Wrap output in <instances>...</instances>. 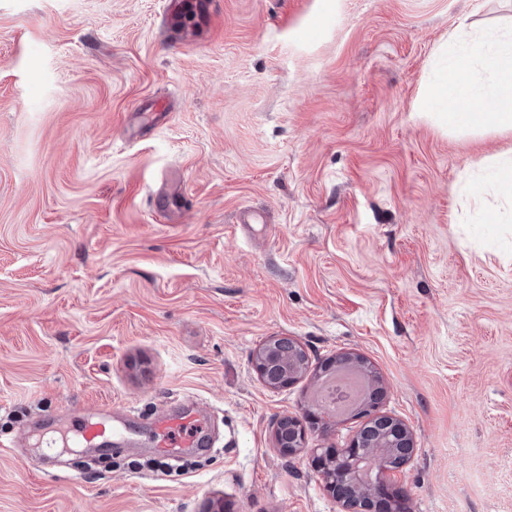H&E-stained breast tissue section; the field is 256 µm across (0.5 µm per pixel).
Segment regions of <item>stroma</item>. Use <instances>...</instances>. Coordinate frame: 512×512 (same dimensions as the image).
<instances>
[{
    "label": "stroma",
    "mask_w": 512,
    "mask_h": 512,
    "mask_svg": "<svg viewBox=\"0 0 512 512\" xmlns=\"http://www.w3.org/2000/svg\"><path fill=\"white\" fill-rule=\"evenodd\" d=\"M510 24L512 0H0V512H340L326 440L273 431L346 353L414 434L411 512H512V216L462 194L512 132L424 101L449 35ZM273 336L309 357L280 390L252 365ZM186 398L216 444L173 472L151 420ZM113 401V450L17 445Z\"/></svg>",
    "instance_id": "35a3bbf8"
}]
</instances>
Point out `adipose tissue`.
Instances as JSON below:
<instances>
[{"instance_id": "adipose-tissue-1", "label": "adipose tissue", "mask_w": 512, "mask_h": 512, "mask_svg": "<svg viewBox=\"0 0 512 512\" xmlns=\"http://www.w3.org/2000/svg\"><path fill=\"white\" fill-rule=\"evenodd\" d=\"M479 58L493 77L488 89L477 86L470 58L448 48V71L429 90V101L442 108L452 129L492 128L512 132V31L499 34ZM466 194L480 197L494 193L512 203V156L496 160L488 178H474L464 185Z\"/></svg>"}]
</instances>
